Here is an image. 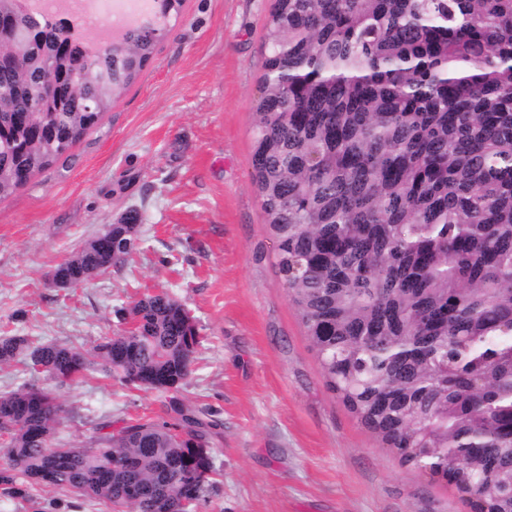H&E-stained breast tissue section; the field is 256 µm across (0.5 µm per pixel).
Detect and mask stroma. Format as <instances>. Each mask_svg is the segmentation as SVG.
Instances as JSON below:
<instances>
[{"label":"stroma","instance_id":"stroma-1","mask_svg":"<svg viewBox=\"0 0 512 512\" xmlns=\"http://www.w3.org/2000/svg\"><path fill=\"white\" fill-rule=\"evenodd\" d=\"M273 0H186L124 95L64 156L0 200V336L91 347L125 333L147 294L182 302L200 346L182 392L212 412L214 472L194 512H472L454 488L399 458L326 386L288 300L252 183ZM141 217L137 251L76 288L51 270ZM54 442L165 418L152 391L86 371L57 388ZM0 512H112L32 486Z\"/></svg>","mask_w":512,"mask_h":512}]
</instances>
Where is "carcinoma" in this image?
I'll return each mask as SVG.
<instances>
[{"label": "carcinoma", "instance_id": "1", "mask_svg": "<svg viewBox=\"0 0 512 512\" xmlns=\"http://www.w3.org/2000/svg\"><path fill=\"white\" fill-rule=\"evenodd\" d=\"M185 0L94 49L81 24L0 0L32 29L0 66V200L101 121ZM255 102L253 183L276 264L327 387L401 462L444 480L473 512H512V0H274ZM139 217L54 273L123 264ZM134 330L91 348L0 337L64 384L97 366L168 399L174 422L128 423L52 446V389L0 394V493L18 476L128 512L200 500L214 419L178 395L199 344L168 294L134 302Z\"/></svg>", "mask_w": 512, "mask_h": 512}]
</instances>
